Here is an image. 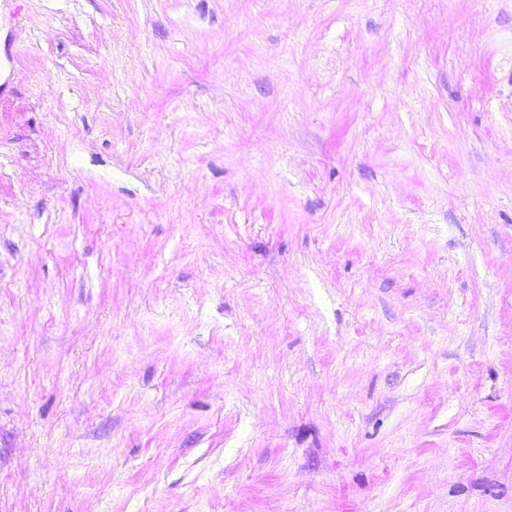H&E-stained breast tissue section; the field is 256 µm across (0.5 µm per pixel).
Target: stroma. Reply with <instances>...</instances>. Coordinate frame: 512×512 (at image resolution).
Listing matches in <instances>:
<instances>
[{
  "label": "stroma",
  "mask_w": 512,
  "mask_h": 512,
  "mask_svg": "<svg viewBox=\"0 0 512 512\" xmlns=\"http://www.w3.org/2000/svg\"><path fill=\"white\" fill-rule=\"evenodd\" d=\"M0 512H512V0H0Z\"/></svg>",
  "instance_id": "obj_1"
}]
</instances>
